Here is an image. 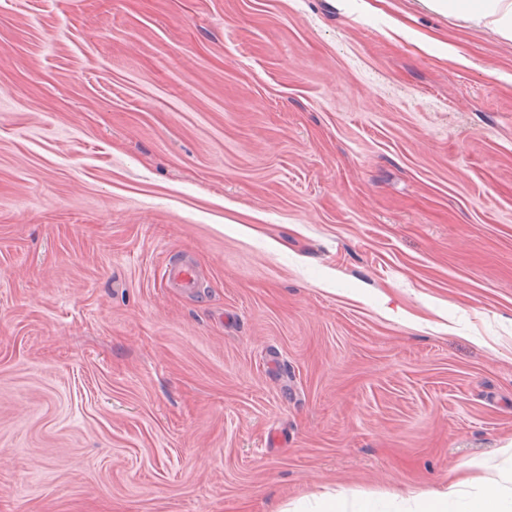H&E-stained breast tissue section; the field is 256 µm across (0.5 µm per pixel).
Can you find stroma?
<instances>
[{"label": "stroma", "mask_w": 512, "mask_h": 512, "mask_svg": "<svg viewBox=\"0 0 512 512\" xmlns=\"http://www.w3.org/2000/svg\"><path fill=\"white\" fill-rule=\"evenodd\" d=\"M469 463L512 488V42L0 0V512H415Z\"/></svg>", "instance_id": "obj_1"}]
</instances>
